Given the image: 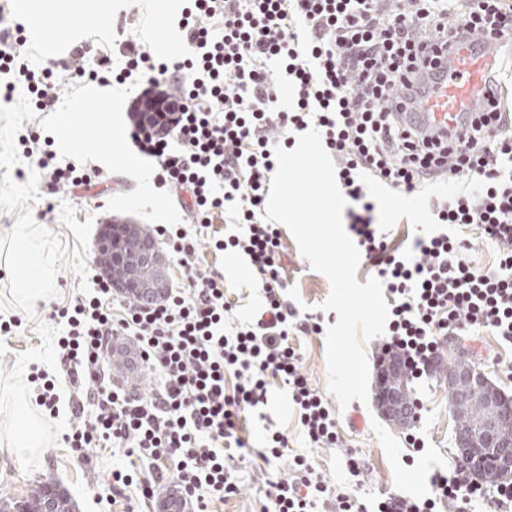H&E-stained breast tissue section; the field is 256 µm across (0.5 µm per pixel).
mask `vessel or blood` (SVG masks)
<instances>
[{"label": "vessel or blood", "mask_w": 512, "mask_h": 512, "mask_svg": "<svg viewBox=\"0 0 512 512\" xmlns=\"http://www.w3.org/2000/svg\"><path fill=\"white\" fill-rule=\"evenodd\" d=\"M439 77L411 76L399 97V120L416 131L454 142L512 83V34L483 30L449 39L437 55Z\"/></svg>", "instance_id": "1"}]
</instances>
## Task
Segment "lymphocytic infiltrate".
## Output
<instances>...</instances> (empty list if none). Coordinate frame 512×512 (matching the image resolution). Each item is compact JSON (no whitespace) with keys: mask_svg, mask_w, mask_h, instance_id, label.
<instances>
[{"mask_svg":"<svg viewBox=\"0 0 512 512\" xmlns=\"http://www.w3.org/2000/svg\"><path fill=\"white\" fill-rule=\"evenodd\" d=\"M453 16L466 31L512 34V0H187L178 21L185 56L160 59L131 37L114 43L120 69L105 55L90 69L77 47V65L62 80L51 68L29 67L23 25L0 32L1 98H12L17 77L34 112L54 111L64 83L129 89L132 136L156 160L157 188L175 191L185 213L184 223L153 227L182 269L181 286L118 306L111 282L93 275L92 293L53 312L65 326L53 372L30 373L36 403L54 417L68 412L64 440L74 452L113 447L141 462L136 472L113 471L108 504L133 485L153 499L167 478L194 512L236 495L242 416L267 403L274 380L287 386L310 443L336 446V413L310 386L292 341L298 331L320 333L321 319L300 315L286 300L281 231L265 217L274 148L291 149L295 134L320 133L350 202L345 220L385 290L389 317L378 363L419 379L430 373L442 336L488 330L512 344V113L491 107L449 145L402 126L393 108L408 75L447 39ZM271 60L277 73L267 68ZM166 83L176 94L163 91ZM18 141L49 194L103 177L81 160L58 161L38 127L25 126ZM369 178L422 194L438 231L401 249L367 192ZM438 180L448 191L425 194ZM218 216L244 232L217 235ZM472 225L496 250L492 268L477 269L468 257L463 230ZM205 237L214 251L243 256L264 294L263 309L232 328L222 276L196 260ZM117 338L134 346L136 369L154 382L150 392L114 383L108 355ZM60 382L70 392L63 410ZM484 495L457 467L433 476L428 497L389 495L368 505L332 489L297 455L261 512H315L329 501L336 512H436Z\"/></svg>","mask_w":512,"mask_h":512,"instance_id":"1","label":"lymphocytic infiltrate"}]
</instances>
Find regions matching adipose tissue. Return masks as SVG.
Masks as SVG:
<instances>
[{"mask_svg": "<svg viewBox=\"0 0 512 512\" xmlns=\"http://www.w3.org/2000/svg\"><path fill=\"white\" fill-rule=\"evenodd\" d=\"M40 7L46 15L66 16L69 21L67 33L72 36L84 30L91 21L111 15L112 0H41ZM10 254L7 273L15 296L27 300L44 295L51 285L53 271L27 225L15 228Z\"/></svg>", "mask_w": 512, "mask_h": 512, "instance_id": "ef3b65f1", "label": "adipose tissue"}]
</instances>
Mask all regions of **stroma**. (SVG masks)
<instances>
[{"mask_svg":"<svg viewBox=\"0 0 512 512\" xmlns=\"http://www.w3.org/2000/svg\"><path fill=\"white\" fill-rule=\"evenodd\" d=\"M111 17L91 23L84 36L92 50L110 44L117 33L139 37L158 55H165L167 40H179L178 4L171 0L160 8L157 0H145L136 7L133 0H115ZM53 40H28L33 67L52 66L66 73L71 64L70 49L63 36L68 20L59 16L53 21ZM130 95L120 86L91 83L78 88L62 86L55 112L43 115L30 111L24 86H17L11 102L0 101V258L7 255V242L14 225H29L34 236L51 258L54 282L51 293L36 305L15 300L10 283L0 272V316H15L22 325L13 335L0 337V498L19 499L42 483L57 485L73 504V512H153L152 503L138 493L106 508L100 496L112 481L116 469H128L132 458L108 448L90 449L86 459H78L63 440L69 427L67 415L50 418L36 405L28 375L32 366H50L55 357L56 341L63 333L61 324L51 317L54 308L73 303L76 296L91 288L90 261L93 245L102 227L115 219H129L144 227L154 224H179L184 213L168 195L157 187H144L152 176L155 162L142 153L131 138L129 119ZM75 117L78 133L68 144L54 146L59 158H81L101 168L109 179L94 193L60 192L55 208L42 213L35 185L38 173L22 156L18 135L23 123L39 125L45 135L55 138L61 118ZM117 122L123 141L119 159L102 160L105 142L90 134L92 125L101 120ZM384 221L391 223L397 238L417 234L427 216L418 195L398 193L376 181H368ZM283 263L288 299L300 312L315 314L330 293L328 279L311 269L300 253L290 230H283ZM197 259L203 266L224 276V291L235 316L256 312L263 303L262 294L252 280L247 261L233 254H212L199 247ZM326 337L322 334L294 337L302 354V371L310 385L328 394ZM460 342L466 354L505 395L512 397V345L491 333L464 336ZM452 362L448 351H441L439 364L429 376L410 380L413 398L422 407L413 427L407 428L385 420L375 402L351 401L336 414L340 445L315 448L308 442L298 412L288 397V389L273 383L266 406L247 412L245 458L238 463L234 477L238 492L223 502L214 503L215 512H259L271 484L286 477L288 464L295 455L305 456L323 473L330 485L354 492L365 500L383 494L409 497L426 495L434 473L452 470L457 462L455 423L448 404L446 372ZM28 412L42 424L45 444L40 458L19 459L9 447L12 423L20 412ZM275 427L285 437L283 458L264 464L256 455L262 448L267 427ZM415 431L424 441L420 452H413L405 436ZM351 449L363 459L365 467L352 476L342 455Z\"/></svg>","mask_w":512,"mask_h":512,"instance_id":"35a3bbf8","label":"stroma"}]
</instances>
